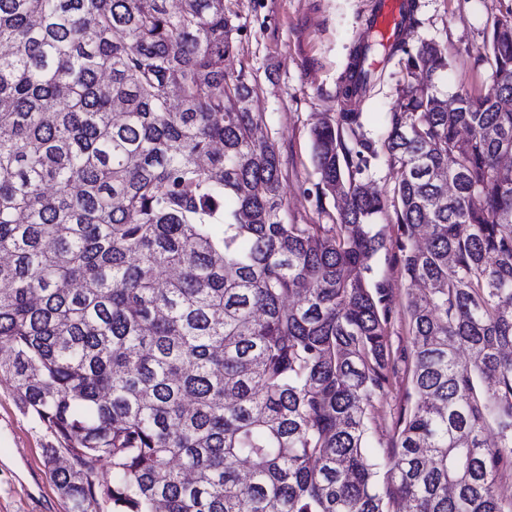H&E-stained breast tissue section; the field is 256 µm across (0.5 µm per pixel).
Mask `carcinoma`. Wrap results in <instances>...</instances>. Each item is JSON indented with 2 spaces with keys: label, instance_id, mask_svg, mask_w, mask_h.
<instances>
[{
  "label": "carcinoma",
  "instance_id": "carcinoma-1",
  "mask_svg": "<svg viewBox=\"0 0 512 512\" xmlns=\"http://www.w3.org/2000/svg\"><path fill=\"white\" fill-rule=\"evenodd\" d=\"M238 31L224 0H0V372L53 431L70 512H512V9L484 92L402 36L382 142L347 106L311 129L330 226L286 220L255 88L224 70ZM378 45L357 40L348 104ZM381 157L387 198L363 179ZM389 209L420 292L414 401L378 451Z\"/></svg>",
  "mask_w": 512,
  "mask_h": 512
}]
</instances>
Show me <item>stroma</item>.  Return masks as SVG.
Masks as SVG:
<instances>
[{
  "instance_id": "obj_1",
  "label": "stroma",
  "mask_w": 512,
  "mask_h": 512,
  "mask_svg": "<svg viewBox=\"0 0 512 512\" xmlns=\"http://www.w3.org/2000/svg\"><path fill=\"white\" fill-rule=\"evenodd\" d=\"M495 0H417L409 42L433 41L453 61L449 86L480 88L486 67L478 55L489 32ZM375 0H224L240 32L228 57L229 77L243 76L256 88L255 111L264 115L263 136L272 143L285 176L284 207L292 224H332V199H318L310 129L343 106L339 88L351 52L366 27ZM401 78L390 63L372 99L363 101L364 131L381 138ZM371 284L385 288L392 305L389 326L390 378L371 422L373 448H387L411 391L410 286L397 252L380 249L370 260ZM56 439L23 408L0 379V512H68L45 463Z\"/></svg>"
}]
</instances>
